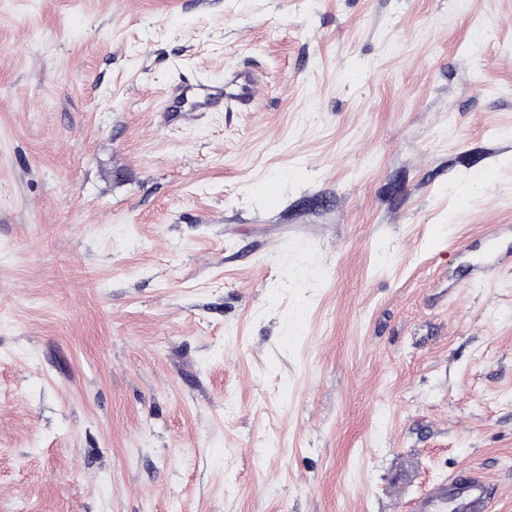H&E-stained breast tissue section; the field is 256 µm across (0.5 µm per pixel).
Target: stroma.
<instances>
[{
  "label": "stroma",
  "instance_id": "obj_1",
  "mask_svg": "<svg viewBox=\"0 0 512 512\" xmlns=\"http://www.w3.org/2000/svg\"><path fill=\"white\" fill-rule=\"evenodd\" d=\"M487 224L512 0H0V512H512ZM228 80L237 89L233 100L241 106L249 105L256 92V79L253 73L249 70H241L234 73ZM224 95L223 83H178L168 87L162 112H209ZM489 481L465 466L432 483L411 505L412 512H492Z\"/></svg>",
  "mask_w": 512,
  "mask_h": 512
}]
</instances>
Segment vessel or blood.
Listing matches in <instances>:
<instances>
[{
	"mask_svg": "<svg viewBox=\"0 0 512 512\" xmlns=\"http://www.w3.org/2000/svg\"><path fill=\"white\" fill-rule=\"evenodd\" d=\"M236 87L235 101L249 105L256 92V79L251 71L234 73L229 81ZM223 83H179L168 87L164 109L168 112H207L218 105L224 95ZM488 243L483 260L473 265L460 285L470 288L485 282L492 274L512 265V242L502 238L495 228H488ZM411 512H493V494L489 481L470 467L457 469L451 475L432 483L411 505Z\"/></svg>",
	"mask_w": 512,
	"mask_h": 512,
	"instance_id": "1",
	"label": "vessel or blood"
}]
</instances>
